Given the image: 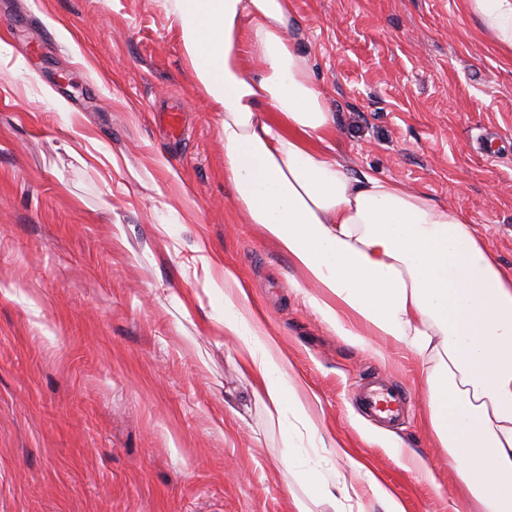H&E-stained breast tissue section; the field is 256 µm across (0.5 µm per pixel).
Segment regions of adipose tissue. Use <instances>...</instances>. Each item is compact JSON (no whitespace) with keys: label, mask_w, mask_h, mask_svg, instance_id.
Listing matches in <instances>:
<instances>
[{"label":"adipose tissue","mask_w":512,"mask_h":512,"mask_svg":"<svg viewBox=\"0 0 512 512\" xmlns=\"http://www.w3.org/2000/svg\"><path fill=\"white\" fill-rule=\"evenodd\" d=\"M512 47V0H470ZM195 74L223 112L224 178L247 223L287 256L338 335L380 336L424 361V422L453 463L464 512H512V268L460 211L373 175L327 137V98L296 46L289 0H169ZM225 270L224 329L271 422L316 425L293 366Z\"/></svg>","instance_id":"1"}]
</instances>
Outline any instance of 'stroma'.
<instances>
[{
    "label": "stroma",
    "mask_w": 512,
    "mask_h": 512,
    "mask_svg": "<svg viewBox=\"0 0 512 512\" xmlns=\"http://www.w3.org/2000/svg\"><path fill=\"white\" fill-rule=\"evenodd\" d=\"M335 117L331 143L371 174L462 211L512 268V50L470 0H291ZM0 512H335L284 478L352 482L337 444L405 512H456L448 454L424 424L420 359L348 342L288 282L224 179L222 115L166 0H0ZM182 113L173 138L163 123ZM97 163L82 164L86 153ZM111 199L103 211L102 199ZM298 373L320 431L269 421L224 331L225 267ZM403 386L395 428L364 418L369 377Z\"/></svg>",
    "instance_id": "1"
}]
</instances>
